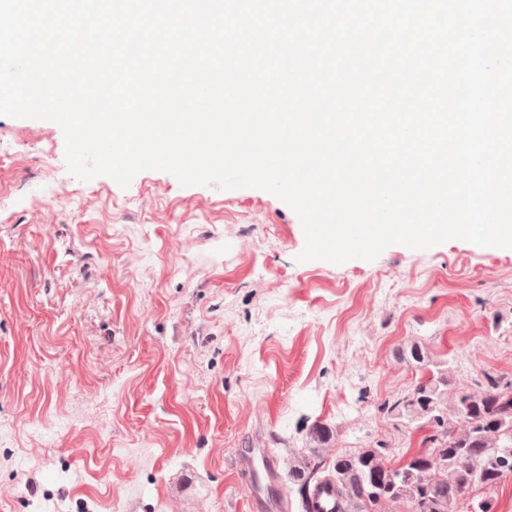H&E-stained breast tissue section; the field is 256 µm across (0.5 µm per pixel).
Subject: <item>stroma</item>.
<instances>
[{
	"mask_svg": "<svg viewBox=\"0 0 512 512\" xmlns=\"http://www.w3.org/2000/svg\"><path fill=\"white\" fill-rule=\"evenodd\" d=\"M304 244L270 192L83 181L58 124L0 117V512H300L240 456L274 449L287 478L326 424V460L380 442L405 462L430 431L383 405L420 377L412 343L449 393L512 379L511 249L300 263Z\"/></svg>",
	"mask_w": 512,
	"mask_h": 512,
	"instance_id": "1",
	"label": "stroma"
}]
</instances>
